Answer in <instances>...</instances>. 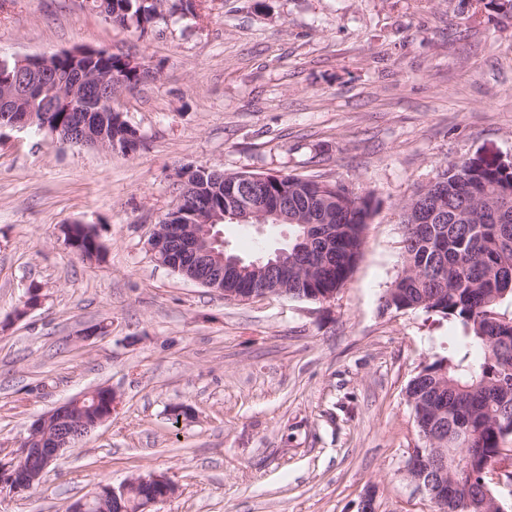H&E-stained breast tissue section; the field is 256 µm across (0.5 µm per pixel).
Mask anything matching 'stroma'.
Returning <instances> with one entry per match:
<instances>
[{"label": "stroma", "instance_id": "stroma-1", "mask_svg": "<svg viewBox=\"0 0 512 512\" xmlns=\"http://www.w3.org/2000/svg\"><path fill=\"white\" fill-rule=\"evenodd\" d=\"M195 5L142 35L87 0H0V58L91 48L148 70L115 102L135 153L0 130V460L70 399L120 397L38 485L0 494V512H65L149 473L178 487L151 512H358L369 491L378 512H432L405 473L422 445L406 389L461 331L381 299L401 269L400 206L448 162L512 161V14L462 0ZM187 166L374 194L353 274L327 302L228 301L158 265L148 240ZM76 222L104 261L65 243ZM222 231L247 258L288 244L284 224ZM33 283L42 303L17 316Z\"/></svg>", "mask_w": 512, "mask_h": 512}]
</instances>
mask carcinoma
Instances as JSON below:
<instances>
[{
  "label": "carcinoma",
  "instance_id": "carcinoma-1",
  "mask_svg": "<svg viewBox=\"0 0 512 512\" xmlns=\"http://www.w3.org/2000/svg\"><path fill=\"white\" fill-rule=\"evenodd\" d=\"M112 12L142 34L162 18L161 0H109ZM105 63L128 83L138 81L117 56L85 57L78 65ZM441 171L448 200L438 224H407L402 266L385 294L397 310H418L458 323L464 336L434 357L411 379L407 397L418 432L431 421L428 407L443 411L448 442V474L457 478V494L469 512H487L486 498H497L483 484L484 472L498 464L507 436L501 424L512 420V387L500 385L512 371V163H490L471 157ZM194 186L195 205L204 209L228 200L233 174L206 168L183 169ZM318 222L336 229V246L325 257L308 248L317 228L289 225L288 297L320 301L339 291L361 254L368 219L379 205L343 184L304 185ZM72 251L86 260L101 246L90 225L79 232Z\"/></svg>",
  "mask_w": 512,
  "mask_h": 512
}]
</instances>
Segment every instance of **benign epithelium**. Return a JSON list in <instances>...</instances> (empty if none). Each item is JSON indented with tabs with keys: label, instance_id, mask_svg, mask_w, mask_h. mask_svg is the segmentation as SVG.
Masks as SVG:
<instances>
[{
	"label": "benign epithelium",
	"instance_id": "obj_1",
	"mask_svg": "<svg viewBox=\"0 0 512 512\" xmlns=\"http://www.w3.org/2000/svg\"><path fill=\"white\" fill-rule=\"evenodd\" d=\"M69 59L73 62L81 59V56L73 52H61L52 55L32 56L18 58L16 63V75L9 81L0 85V129L3 127H26L31 125L33 117L31 113L21 107L22 102L29 95L34 79L53 71L59 62ZM126 86L123 78L112 74L110 70L102 72L92 71L79 74L73 82H62L57 86L58 94L69 105V111L75 114L78 130L92 139L93 147H105L109 150H118L119 146L103 136H97L93 130L97 124L99 113L115 111L114 102L116 93ZM266 179L252 178L250 195L253 203L247 209L240 211L233 207H215L209 211H191L186 188H180L178 201L169 213L167 220L158 226V231L150 241V251L157 254L163 247L166 239H172L175 247L166 252V266L179 271L185 267L187 258L194 259L218 268L224 269L226 262L225 246L222 233L216 231V227L224 221H248L255 224H267L270 220L283 223L285 215L282 214V204L288 201V188H282L275 201L266 198ZM288 252L278 250L273 255L257 258L251 265L257 276L263 278H284L288 275ZM191 280L207 288H215L224 295L226 300H248L251 298H263L269 295H280V289L269 290L267 288L256 290L254 288H241L228 291L224 289L221 280H205L197 275ZM116 393L109 389H102V405L100 406L93 423L81 424L78 431L67 432L64 426L74 419L75 404L71 401L64 403L51 412L38 419L31 434L46 443L44 448H21L15 458L7 463L0 461V494L22 493L29 490L38 476L45 472L56 460L60 452L69 447L72 438L80 439L87 435L99 424L110 419L118 407ZM428 449L413 448L409 452L406 461L405 472L416 487L425 492L428 498L435 496L440 500H455V485L443 480L439 483L438 490L432 489L431 479L427 478L426 457L423 452H440L438 449L437 434L431 431L421 434ZM512 467V450L503 448L500 450V463L495 469L485 473V476L493 483L502 479V473ZM177 486L164 474L151 473L125 480L115 487L111 484L99 486L92 497L100 502L103 509H108L112 501H121L129 495H137L138 510L144 512L148 507L159 502L166 501L176 495Z\"/></svg>",
	"mask_w": 512,
	"mask_h": 512
}]
</instances>
